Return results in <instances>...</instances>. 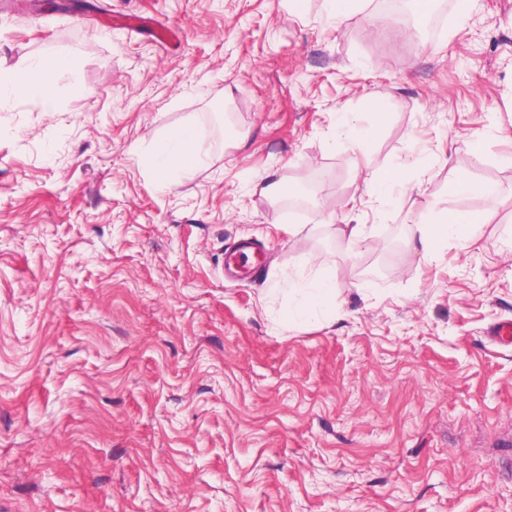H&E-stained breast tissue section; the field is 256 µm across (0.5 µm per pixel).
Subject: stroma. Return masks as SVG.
I'll return each mask as SVG.
<instances>
[{
	"label": "stroma",
	"instance_id": "stroma-1",
	"mask_svg": "<svg viewBox=\"0 0 512 512\" xmlns=\"http://www.w3.org/2000/svg\"><path fill=\"white\" fill-rule=\"evenodd\" d=\"M45 2L0 0V69L73 62L54 111L0 96V512H512V0L419 39L382 0ZM185 124L208 157L161 187L138 156ZM451 211L476 245L422 257ZM243 238L261 270L225 279ZM313 260L340 311L282 326ZM337 127H338V143L340 145H347L348 147L357 150L361 154H366L371 150L372 143L365 136H353L355 127L353 126L355 120L352 115L347 113H337ZM399 171L390 170L381 176L369 175L365 178L367 188L376 196L377 201L385 203L389 198L390 190L399 181ZM482 217L470 212H448L437 222L418 224V249L423 257L437 252L448 238L463 247L475 242Z\"/></svg>",
	"mask_w": 512,
	"mask_h": 512
}]
</instances>
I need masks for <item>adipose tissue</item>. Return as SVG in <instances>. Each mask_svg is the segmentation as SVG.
I'll use <instances>...</instances> for the list:
<instances>
[{
	"instance_id": "ef3b65f1",
	"label": "adipose tissue",
	"mask_w": 512,
	"mask_h": 512,
	"mask_svg": "<svg viewBox=\"0 0 512 512\" xmlns=\"http://www.w3.org/2000/svg\"><path fill=\"white\" fill-rule=\"evenodd\" d=\"M71 67L69 58L58 57L49 62L35 61L22 72L1 70L0 93L36 98L46 107H53L55 77ZM207 154L195 127L180 126L167 131L154 151L140 154L139 162L165 184L169 181L170 172L191 173L204 163ZM481 221V216L470 212L446 213L439 221L419 225L418 248L422 255L427 256L437 252L451 239L464 246L470 245L477 238ZM283 287L301 292L304 297L301 308L283 312L281 319L286 324L305 318L312 310L336 304V279L323 273L307 280L301 272H289L283 280Z\"/></svg>"
}]
</instances>
